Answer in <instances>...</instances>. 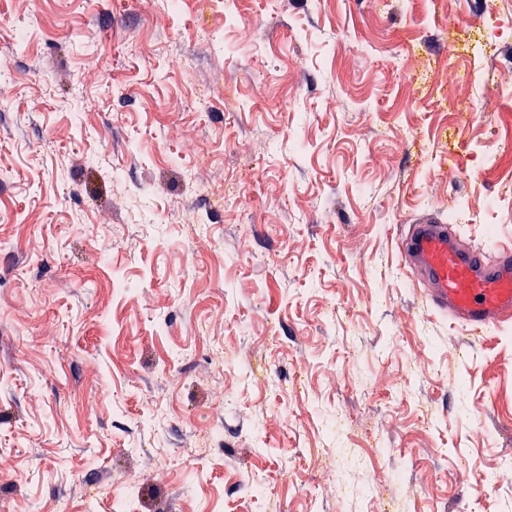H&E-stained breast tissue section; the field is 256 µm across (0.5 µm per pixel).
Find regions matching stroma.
Returning a JSON list of instances; mask_svg holds the SVG:
<instances>
[{
    "mask_svg": "<svg viewBox=\"0 0 512 512\" xmlns=\"http://www.w3.org/2000/svg\"><path fill=\"white\" fill-rule=\"evenodd\" d=\"M502 12L0 0V512H512V317L400 255L512 244ZM486 26V43L491 52H495L505 39H512V14L504 15L496 22ZM402 255L421 272L430 304L468 326L473 338L511 313L512 247L497 245L489 260L459 247L446 224H411Z\"/></svg>",
    "mask_w": 512,
    "mask_h": 512,
    "instance_id": "35a3bbf8",
    "label": "stroma"
}]
</instances>
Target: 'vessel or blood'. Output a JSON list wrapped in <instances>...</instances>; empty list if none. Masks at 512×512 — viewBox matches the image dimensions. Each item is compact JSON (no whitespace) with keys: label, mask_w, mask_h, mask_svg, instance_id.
<instances>
[{"label":"vessel or blood","mask_w":512,"mask_h":512,"mask_svg":"<svg viewBox=\"0 0 512 512\" xmlns=\"http://www.w3.org/2000/svg\"><path fill=\"white\" fill-rule=\"evenodd\" d=\"M405 265L421 272L425 297L479 338L512 313V247L493 254L458 246L444 224H414L403 245Z\"/></svg>","instance_id":"1"}]
</instances>
